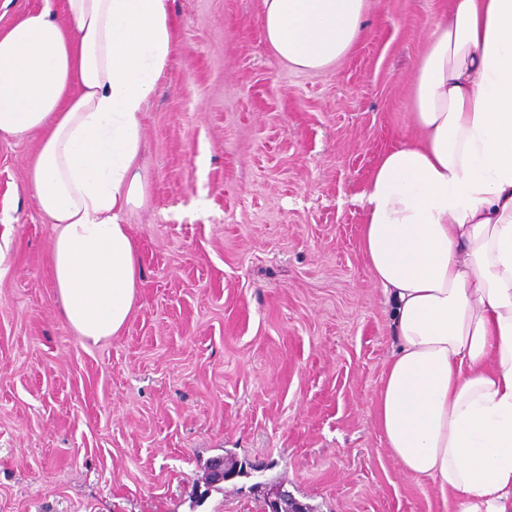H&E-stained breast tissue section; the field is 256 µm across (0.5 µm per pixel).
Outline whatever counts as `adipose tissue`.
<instances>
[{
    "label": "adipose tissue",
    "mask_w": 512,
    "mask_h": 512,
    "mask_svg": "<svg viewBox=\"0 0 512 512\" xmlns=\"http://www.w3.org/2000/svg\"><path fill=\"white\" fill-rule=\"evenodd\" d=\"M369 0H262L278 57L318 71L359 41ZM0 30V136H38L27 185L52 225L66 323L97 342L134 307L121 217L146 195L142 112L176 48L172 0H66ZM419 137L361 199L364 258L396 347L375 404L399 467L452 512H512V0H451L410 79Z\"/></svg>",
    "instance_id": "ef3b65f1"
}]
</instances>
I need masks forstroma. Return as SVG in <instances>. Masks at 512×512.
<instances>
[{
    "label": "stroma",
    "mask_w": 512,
    "mask_h": 512,
    "mask_svg": "<svg viewBox=\"0 0 512 512\" xmlns=\"http://www.w3.org/2000/svg\"><path fill=\"white\" fill-rule=\"evenodd\" d=\"M172 8L117 335L64 320L27 188L39 141L0 137V512H261L279 484L310 512H448L376 423L394 338L360 201L418 135L410 75L448 0H370L354 50L315 72L277 57L262 0ZM227 452L243 474L207 489Z\"/></svg>",
    "instance_id": "stroma-1"
}]
</instances>
